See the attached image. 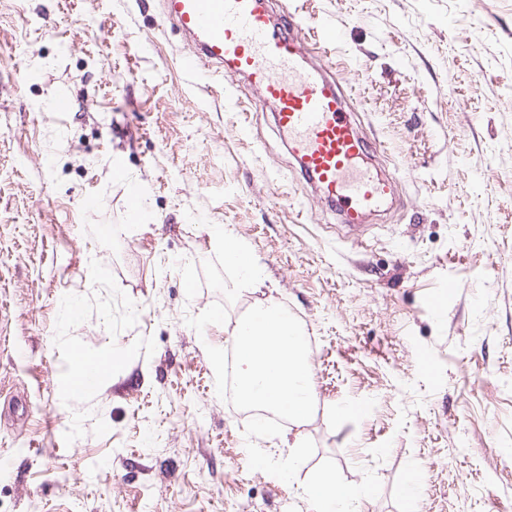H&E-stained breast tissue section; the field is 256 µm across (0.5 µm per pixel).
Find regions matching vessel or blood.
I'll use <instances>...</instances> for the list:
<instances>
[{
    "mask_svg": "<svg viewBox=\"0 0 512 512\" xmlns=\"http://www.w3.org/2000/svg\"><path fill=\"white\" fill-rule=\"evenodd\" d=\"M165 16L190 43L183 59L215 64L222 75L247 77L258 102L288 137L302 175L340 223L355 229L379 213L394 193L390 180L366 166L369 144L360 135L333 76L331 62L315 64L317 44L294 14L275 22L268 0H166ZM100 368L75 367L73 387L98 383Z\"/></svg>",
    "mask_w": 512,
    "mask_h": 512,
    "instance_id": "b4317fda",
    "label": "vessel or blood"
}]
</instances>
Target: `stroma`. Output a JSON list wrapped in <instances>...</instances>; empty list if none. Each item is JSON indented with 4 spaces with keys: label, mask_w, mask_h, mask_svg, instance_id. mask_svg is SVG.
I'll list each match as a JSON object with an SVG mask.
<instances>
[{
    "label": "stroma",
    "mask_w": 512,
    "mask_h": 512,
    "mask_svg": "<svg viewBox=\"0 0 512 512\" xmlns=\"http://www.w3.org/2000/svg\"><path fill=\"white\" fill-rule=\"evenodd\" d=\"M269 6L394 184L361 234L244 79L182 70L166 0H0V512H313L322 470L356 512H512V0ZM267 296L312 339V417L257 441H313L289 484L249 469L206 353ZM78 352L119 363L73 395ZM225 253L241 269L243 276L255 285L262 283V275L257 265L250 259L246 251L236 242L225 238ZM301 489L315 512L331 511L329 509L335 506L343 507V510L336 511H349V507L361 497L360 490L339 483L330 471L319 473L309 483L302 484Z\"/></svg>",
    "instance_id": "1"
}]
</instances>
